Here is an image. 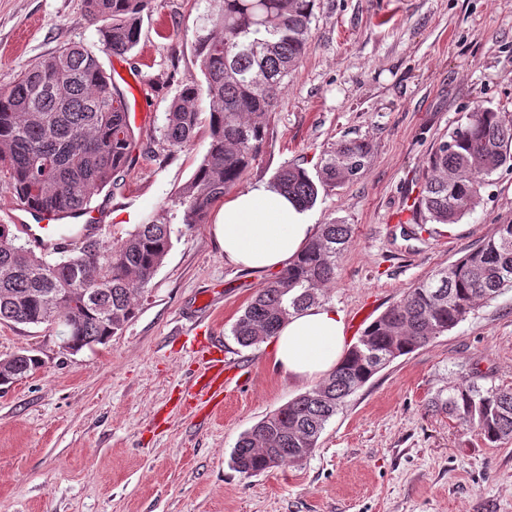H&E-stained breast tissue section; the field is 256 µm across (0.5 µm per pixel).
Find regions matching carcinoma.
<instances>
[{"label": "carcinoma", "mask_w": 512, "mask_h": 512, "mask_svg": "<svg viewBox=\"0 0 512 512\" xmlns=\"http://www.w3.org/2000/svg\"><path fill=\"white\" fill-rule=\"evenodd\" d=\"M195 37L205 88L183 86L166 112L163 141L172 149L193 142L200 124L197 101L208 105L210 143L202 163L179 192L182 223L203 224L210 207L233 188L266 139L265 118L285 79L311 40L315 0H217ZM152 0H84L102 51L122 57L139 42ZM134 140L123 93L97 55L72 43L22 67L0 88V172L7 188L36 207L85 212L106 187L117 190L133 162ZM371 159L361 139L336 142L321 158L316 177L300 167L281 169L273 184L311 207L319 189L360 177ZM512 168V119L477 107L466 122L432 150L427 176L413 209L435 224H456L481 201V189L501 169ZM352 239V225H318L301 257L244 307L232 326L242 346L274 336L290 312L320 302V288L336 277L337 258ZM0 224V321L64 327L62 348L78 352L104 345L136 312L134 291L148 286L171 247V225L139 224L114 243L85 240L51 261L15 244ZM59 288L86 295L42 302ZM512 290V224L462 258L418 282L389 306L321 382L267 415L238 440L232 467L249 478L281 464L299 463L318 446L328 421L346 399L395 359L428 346L466 319L479 302ZM112 310V319L103 312ZM9 385L43 366L35 350L3 358ZM432 407L448 414L488 444L512 440V387L485 388L465 379L438 393Z\"/></svg>", "instance_id": "carcinoma-1"}]
</instances>
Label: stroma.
I'll use <instances>...</instances> for the list:
<instances>
[{"mask_svg": "<svg viewBox=\"0 0 512 512\" xmlns=\"http://www.w3.org/2000/svg\"><path fill=\"white\" fill-rule=\"evenodd\" d=\"M211 0H153L128 54L101 52L83 0H0V87L22 65L81 42L123 93L135 160L105 235L166 215L171 247L135 317L107 345L69 354L52 325L0 322V357L38 350L45 365L0 389V512H512V440L486 445L442 412L436 394L465 377L512 387V292L481 304L427 347L396 359L353 394L298 464L244 478L230 463L240 436L306 391L274 364L271 345L241 346L231 328L272 281L225 263L209 224H186L174 199L209 146L207 125L180 150L160 137L186 83L203 82L194 48ZM312 37L266 117V140L238 183L316 173L341 139L372 147L364 173L320 191L314 224L338 218L353 237L323 300L345 316L347 342L417 282L512 224V170L493 174L451 233L416 224L432 149L474 104L512 114V0H316ZM219 337L246 366L222 410L190 413L195 334Z\"/></svg>", "mask_w": 512, "mask_h": 512, "instance_id": "obj_1", "label": "stroma"}]
</instances>
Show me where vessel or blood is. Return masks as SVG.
I'll return each mask as SVG.
<instances>
[{
	"label": "vessel or blood",
	"mask_w": 512,
	"mask_h": 512,
	"mask_svg": "<svg viewBox=\"0 0 512 512\" xmlns=\"http://www.w3.org/2000/svg\"><path fill=\"white\" fill-rule=\"evenodd\" d=\"M27 220L33 221L34 229L28 236L34 249L40 251L71 248L82 239H94L100 234L101 227L97 215L90 213H63L55 209H31L20 204ZM199 357L206 364V370L198 382L197 388L185 389L180 398L183 406L194 407L199 392H206L211 399L224 397L228 386L236 375L237 366L224 358V346L210 343L200 350Z\"/></svg>",
	"instance_id": "b4317fda"
}]
</instances>
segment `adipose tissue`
Instances as JSON below:
<instances>
[{"mask_svg":"<svg viewBox=\"0 0 512 512\" xmlns=\"http://www.w3.org/2000/svg\"><path fill=\"white\" fill-rule=\"evenodd\" d=\"M316 231L310 211L269 184L228 197L213 226L225 262L253 271L287 268ZM345 342L343 314L322 302L291 311L271 339L275 364L299 382L325 378Z\"/></svg>","mask_w":512,"mask_h":512,"instance_id":"adipose-tissue-1","label":"adipose tissue"}]
</instances>
